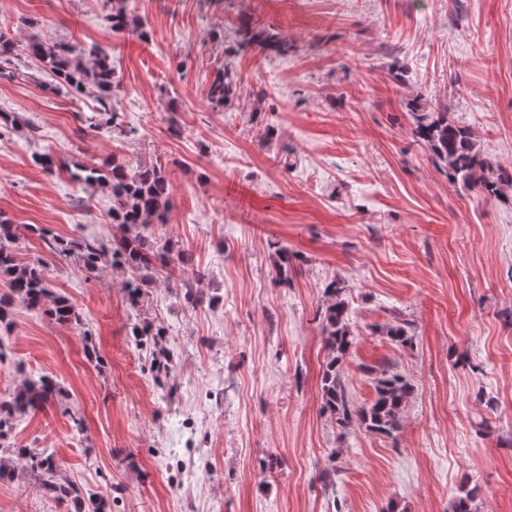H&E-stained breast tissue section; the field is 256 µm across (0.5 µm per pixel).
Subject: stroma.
Wrapping results in <instances>:
<instances>
[{
	"label": "stroma",
	"mask_w": 512,
	"mask_h": 512,
	"mask_svg": "<svg viewBox=\"0 0 512 512\" xmlns=\"http://www.w3.org/2000/svg\"><path fill=\"white\" fill-rule=\"evenodd\" d=\"M147 40L112 35L106 0H0V26L99 44L120 91L124 136L93 131L96 97L50 92L25 65L0 76V112L27 122L0 140V213L15 249L43 263L81 325L17 306L0 326V400L27 374L59 401L18 420L28 451L0 481V512H70L30 455L49 448L105 512H512V202L449 180L411 133L410 106L447 112L512 166V0H129ZM288 36L285 56L236 50L241 19ZM237 92L207 100L217 70ZM49 152L63 169L33 161ZM161 163L168 222L212 305L195 308L159 272L139 308L125 274L88 276L47 239L111 243L107 191L83 167ZM292 257L277 282L279 246ZM354 344L342 377L355 406L391 368L413 386L391 438L323 414L328 284ZM409 321L412 346L376 334ZM159 324L168 390L133 324ZM81 418L76 431L73 418Z\"/></svg>",
	"instance_id": "1"
}]
</instances>
